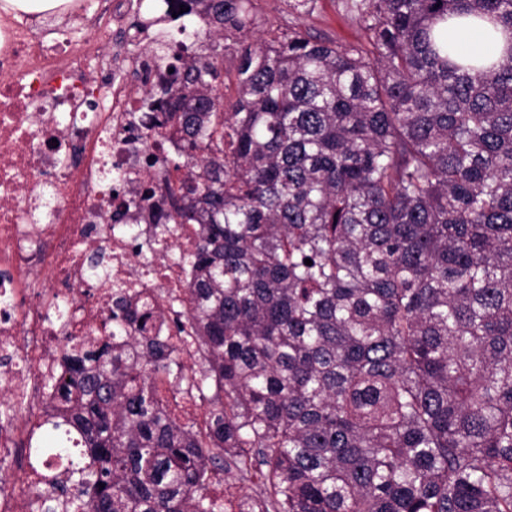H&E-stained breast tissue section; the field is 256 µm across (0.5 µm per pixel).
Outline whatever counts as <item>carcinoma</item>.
Here are the masks:
<instances>
[{
  "label": "carcinoma",
  "instance_id": "1",
  "mask_svg": "<svg viewBox=\"0 0 512 512\" xmlns=\"http://www.w3.org/2000/svg\"><path fill=\"white\" fill-rule=\"evenodd\" d=\"M182 6L203 53L156 40L142 110L180 133L156 221L200 225L205 363L115 289L48 380L65 409L28 447L85 462L45 484L73 512H224L205 461L263 473V512H512V37L491 64L448 41L460 16L512 33V0H343L368 52L294 28L242 47L254 0ZM157 372L224 392L211 443L161 408ZM237 59L229 54L224 57V75L223 72L216 79V83L221 85L224 80V87L220 92L224 95V102L234 101L237 94V78H236Z\"/></svg>",
  "mask_w": 512,
  "mask_h": 512
}]
</instances>
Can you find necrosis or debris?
Masks as SVG:
<instances>
[{
	"instance_id": "1",
	"label": "necrosis or debris",
	"mask_w": 512,
	"mask_h": 512,
	"mask_svg": "<svg viewBox=\"0 0 512 512\" xmlns=\"http://www.w3.org/2000/svg\"><path fill=\"white\" fill-rule=\"evenodd\" d=\"M69 6L84 34L63 30L50 44L30 14L0 12V358L11 360L0 369V392L21 411L20 420H0V462L17 459L56 408L46 380L69 337L98 334L114 285L155 297L159 335L186 360L199 354L185 317L199 227L153 235L148 217L167 176L143 160L163 156L172 136L141 124L128 88L162 65L152 49L118 44L126 0H109L93 16L86 0ZM116 175L122 184L113 189ZM93 253L105 259V274L91 270ZM152 382L162 408L208 439V410L192 387L174 389L161 374ZM47 494L36 471L17 467L0 477V512H36Z\"/></svg>"
}]
</instances>
